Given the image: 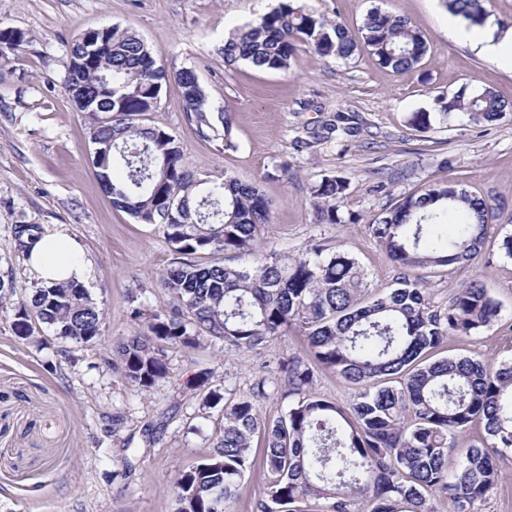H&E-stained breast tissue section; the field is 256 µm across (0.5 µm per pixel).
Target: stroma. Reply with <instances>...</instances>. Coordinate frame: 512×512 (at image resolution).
<instances>
[{
	"instance_id": "obj_1",
	"label": "stroma",
	"mask_w": 512,
	"mask_h": 512,
	"mask_svg": "<svg viewBox=\"0 0 512 512\" xmlns=\"http://www.w3.org/2000/svg\"><path fill=\"white\" fill-rule=\"evenodd\" d=\"M357 30L368 10L407 16L429 50L416 71L394 73L362 49L349 61L301 47L285 71L226 64L220 49L237 25L279 0H0V28L27 32L26 51L10 57L14 74L0 84V275L17 293L34 286L14 250L13 224L24 221L76 238L90 262L85 283L103 311L89 344L40 331L19 340L0 321V512H172L168 487L178 470L209 455L220 436V409H205L188 388L209 373L212 387L248 394L280 358L304 352L293 328L255 352L203 342L166 349L167 378L147 390L112 365L116 344L139 331L134 308L158 311L168 296L160 275L173 253L156 225L112 204L90 158L89 124L63 86L76 34L113 24L133 27L168 72L196 68L212 112L232 118L235 150L219 153L189 124L181 91L167 81L153 123L180 142L195 174L231 172L258 183L273 203L267 247L289 251L308 241L344 240L372 285L393 286L397 269L367 231L396 198L425 182L454 178L489 197L500 213L489 236L512 233V119L487 127L463 120L413 130L409 113L432 110L435 96L486 86L512 102V67L448 36L440 0H305ZM345 118L347 131L309 140V128ZM343 177L348 198L338 224L316 223L311 183ZM480 278L500 304L496 323L451 338L441 357L512 360V259L492 266H452L431 274L433 305Z\"/></svg>"
}]
</instances>
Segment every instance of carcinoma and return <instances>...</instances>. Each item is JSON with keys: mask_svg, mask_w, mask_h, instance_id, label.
I'll return each mask as SVG.
<instances>
[{"mask_svg": "<svg viewBox=\"0 0 512 512\" xmlns=\"http://www.w3.org/2000/svg\"><path fill=\"white\" fill-rule=\"evenodd\" d=\"M447 11L475 26L490 17V0H442ZM30 37L0 29V57L24 51ZM322 57L349 60L362 46L395 73L418 68L427 41L401 14L371 10L358 34L297 0H281L259 18L237 27L221 53L230 64L286 70L297 45ZM169 74L130 27L89 29L74 36L65 64L64 89L87 115L92 162L115 207L163 230L175 255L161 277L170 309L147 317L146 330L119 343L112 365L142 390L168 377V345L195 349L205 340L226 351H253L296 326L307 336L312 360L291 355L274 375L257 379L249 394L208 389L202 406H222L214 453L180 471L170 486L175 512H230L251 468L260 438L266 481L257 512H436L446 494L456 512L497 489L495 456L512 448V361L481 357L427 361V353L451 337L490 326L498 302L474 279L435 307L425 271L467 265L485 252L493 207L458 182H426L399 199L367 231L400 271L397 287L380 289L339 244L329 251L306 243L288 252L261 246L271 204L255 183L228 172L200 178L185 164L181 146L146 123L157 111ZM188 121L216 150L235 148L232 126L210 106L196 71L175 73ZM408 123L426 131L456 113L492 124L512 103L490 87L436 101ZM347 182L324 176L310 185L319 224H341ZM42 232L38 224L13 227L14 249ZM13 278L0 277V314L23 340L36 326L77 343L100 334L103 312L84 285H39L11 300ZM336 373L354 389L341 406L313 392L315 367ZM289 398L288 411L270 418L260 402L274 392ZM481 444L459 443L474 421Z\"/></svg>", "mask_w": 512, "mask_h": 512, "instance_id": "1", "label": "carcinoma"}]
</instances>
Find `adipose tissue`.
Wrapping results in <instances>:
<instances>
[{
	"instance_id": "1",
	"label": "adipose tissue",
	"mask_w": 512,
	"mask_h": 512,
	"mask_svg": "<svg viewBox=\"0 0 512 512\" xmlns=\"http://www.w3.org/2000/svg\"><path fill=\"white\" fill-rule=\"evenodd\" d=\"M448 35L455 40L479 44L482 52L493 60L512 63V33L499 36L491 28L480 30L460 25L449 28ZM24 262L30 275L48 286L66 281L82 282L89 276L82 245L61 231L42 233L28 248Z\"/></svg>"
}]
</instances>
